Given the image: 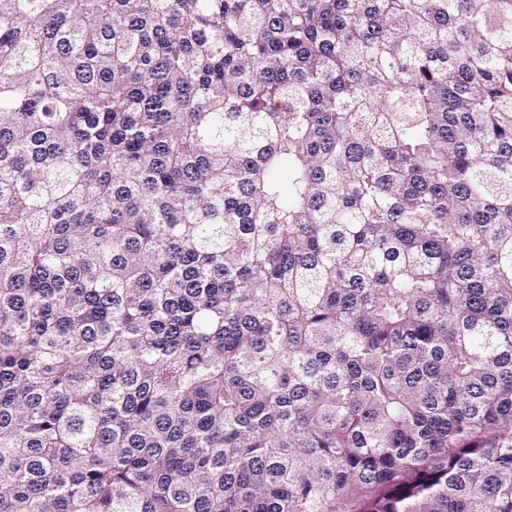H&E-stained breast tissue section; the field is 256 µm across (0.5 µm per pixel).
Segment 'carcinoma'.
<instances>
[{"label": "carcinoma", "instance_id": "carcinoma-1", "mask_svg": "<svg viewBox=\"0 0 512 512\" xmlns=\"http://www.w3.org/2000/svg\"><path fill=\"white\" fill-rule=\"evenodd\" d=\"M0 512H512V0H0Z\"/></svg>", "mask_w": 512, "mask_h": 512}]
</instances>
